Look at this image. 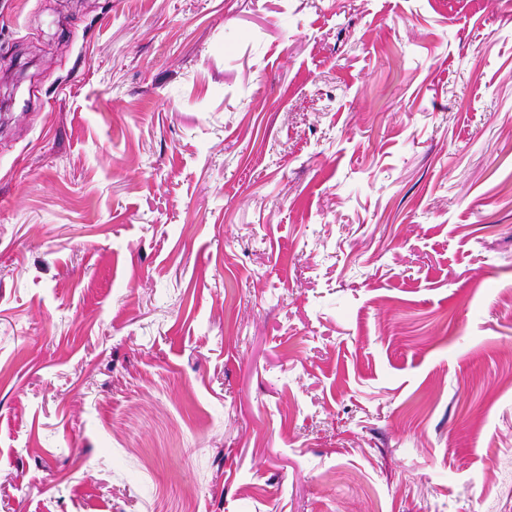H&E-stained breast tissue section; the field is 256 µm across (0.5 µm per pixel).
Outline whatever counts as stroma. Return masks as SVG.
<instances>
[{
	"label": "stroma",
	"mask_w": 512,
	"mask_h": 512,
	"mask_svg": "<svg viewBox=\"0 0 512 512\" xmlns=\"http://www.w3.org/2000/svg\"><path fill=\"white\" fill-rule=\"evenodd\" d=\"M0 512H512V6L0 0Z\"/></svg>",
	"instance_id": "stroma-1"
}]
</instances>
